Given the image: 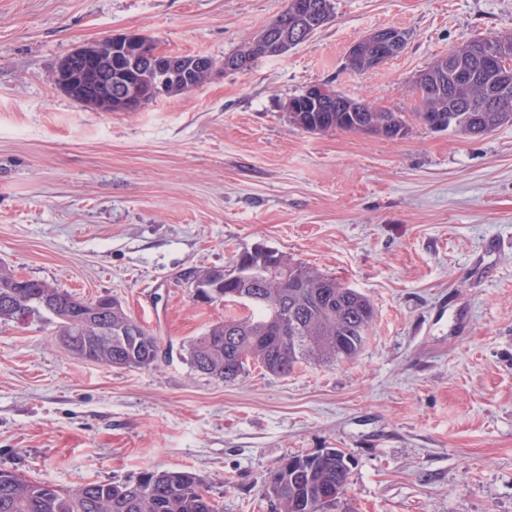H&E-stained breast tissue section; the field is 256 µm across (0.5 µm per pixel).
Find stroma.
Returning <instances> with one entry per match:
<instances>
[{"label":"stroma","instance_id":"35a3bbf8","mask_svg":"<svg viewBox=\"0 0 512 512\" xmlns=\"http://www.w3.org/2000/svg\"><path fill=\"white\" fill-rule=\"evenodd\" d=\"M334 3L283 55L97 112L53 82L75 47L136 29L221 59L285 0H0V262L117 297L161 345L155 366L120 369L71 354L50 324H0V469L64 491L186 469L220 512H273L262 486L282 458L339 448L335 512H512V125L385 140L307 133L285 110L324 84L414 111L441 56L512 36V0ZM389 26L403 52L347 68L349 46ZM259 246L372 300L356 359L233 383L192 368L191 341L225 309L180 273L232 270ZM512 40V36H495L490 38H477L473 39L465 44H463L460 47H457L450 54H456L459 56L460 61L464 65H470L473 58L476 56V54L480 53L481 50L484 48L483 43H488L489 45H492L493 42H496L498 40Z\"/></svg>","mask_w":512,"mask_h":512}]
</instances>
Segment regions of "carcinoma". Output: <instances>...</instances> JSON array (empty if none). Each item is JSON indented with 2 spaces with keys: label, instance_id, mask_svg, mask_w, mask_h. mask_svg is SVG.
Masks as SVG:
<instances>
[{
  "label": "carcinoma",
  "instance_id": "cac0c4a2",
  "mask_svg": "<svg viewBox=\"0 0 512 512\" xmlns=\"http://www.w3.org/2000/svg\"><path fill=\"white\" fill-rule=\"evenodd\" d=\"M290 9H284L269 22L288 26L281 35L292 48L298 27L308 23L303 17L290 22ZM257 32L235 54L218 61L206 57V65L224 68L227 61L265 57ZM500 37L477 38L453 50L464 65ZM434 88L418 89L419 107L412 119L431 129L453 128L465 136L488 134L512 123V112H486L483 96L497 81L486 72L474 81L459 86L452 75L430 68ZM151 84V72L125 73L112 69V83L125 76ZM366 112H288L290 122L306 132L343 130L350 132L357 122L376 120L387 138H402L410 123L401 112L379 108L366 102ZM288 275L272 271L262 255L251 257L244 277H224V284L209 290L211 303L237 304L236 295L247 293L260 298L251 310L227 314L212 324L190 344L192 367L226 383L242 377L249 364L257 363L267 371L286 376L303 363H343L361 352L374 317L370 299L308 266L291 262L281 255ZM102 321L112 323V341L93 324L79 332L91 303L54 285L35 278L15 280L14 271L0 263V323L16 322L29 312L31 317L54 323L61 342L78 357L116 368H148L158 361V338L124 309L114 308L107 300L98 301ZM350 466L337 448L315 453L290 455L272 469L265 480L264 495L278 512H332L345 495ZM0 512H218V506L203 489V480L189 470L154 471L146 469L133 479L102 483L87 482L72 492L0 469Z\"/></svg>",
  "mask_w": 512,
  "mask_h": 512
}]
</instances>
